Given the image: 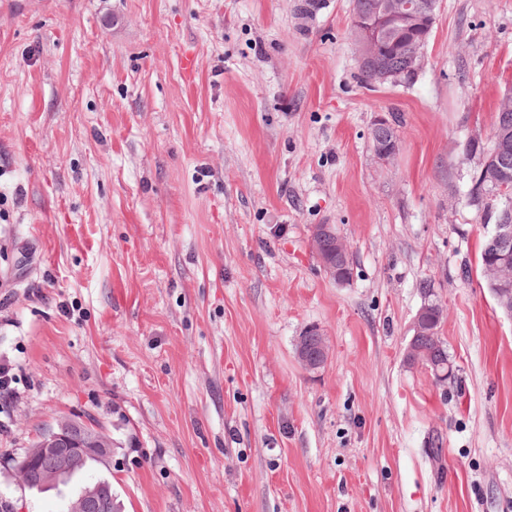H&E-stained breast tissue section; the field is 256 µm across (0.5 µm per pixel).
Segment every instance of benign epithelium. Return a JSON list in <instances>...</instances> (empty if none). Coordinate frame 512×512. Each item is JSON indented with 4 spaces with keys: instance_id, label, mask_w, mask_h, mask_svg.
Listing matches in <instances>:
<instances>
[{
    "instance_id": "7a95c632",
    "label": "benign epithelium",
    "mask_w": 512,
    "mask_h": 512,
    "mask_svg": "<svg viewBox=\"0 0 512 512\" xmlns=\"http://www.w3.org/2000/svg\"><path fill=\"white\" fill-rule=\"evenodd\" d=\"M436 0H390L371 14L353 13L352 32L358 46L359 64L378 62L384 51V34L390 30L405 29L410 48V66L405 77H411L422 65L423 53L436 22ZM332 241L333 253L349 257V247L335 233L331 224H317L312 231L314 247L320 240ZM512 240V227L496 224L490 238V246L499 257L497 268L506 271L500 282L512 281V253L505 250ZM434 306L424 304L413 322V336L406 349L405 358L410 364L434 365L443 358V342L437 329L427 322ZM295 353L304 369L314 371L327 362L329 344L326 336L316 327L308 328L295 342ZM111 447L109 439L99 437L91 426L66 420L39 436V453L26 460L17 471L20 482L29 486L43 482L61 469L76 468L88 457H100L103 449ZM70 512H112V494L104 484L86 488L70 505Z\"/></svg>"
}]
</instances>
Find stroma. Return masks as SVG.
I'll list each match as a JSON object with an SVG mask.
<instances>
[{
	"mask_svg": "<svg viewBox=\"0 0 512 512\" xmlns=\"http://www.w3.org/2000/svg\"><path fill=\"white\" fill-rule=\"evenodd\" d=\"M300 2L0 0V505L61 512L101 478L121 512H512V317L466 151L512 91V0H439L420 69L371 85L353 0ZM425 282L444 383L405 360ZM65 418L108 454L22 486ZM390 136H392L394 139H390V140L385 142V140L390 138ZM370 139H371V144H372V149H373L374 155L380 161L385 162V161L390 160L391 158H393L397 154V152L399 150V147H398L397 150L395 151V153L392 155L393 149L396 146V141H397L398 146H399V138H398L397 130H396L395 127H394V129L391 132L388 131V130H385V129H379V130L371 131ZM383 143H384V146L382 147V149L380 151V157L383 158V159H381V158L378 157V148ZM391 155H392V157H391ZM389 157H391V158H389ZM386 158H389V159L385 160ZM334 228L336 227L332 224H318L315 225L312 231V241L314 247L318 250L320 245V240H324V238H330L332 241L333 255L336 253L340 254L342 257L349 258V247L347 246L344 239L338 235L337 230L335 233ZM317 254H321L323 258H326L331 263L336 265V272L339 273L343 270V266L345 264V260L336 255L334 258L330 255L331 252V242L326 239V241L322 242L321 248L317 251ZM295 353L304 369L314 371L327 362L329 344L316 327L308 328L295 342Z\"/></svg>",
	"mask_w": 512,
	"mask_h": 512,
	"instance_id": "obj_1",
	"label": "stroma"
}]
</instances>
